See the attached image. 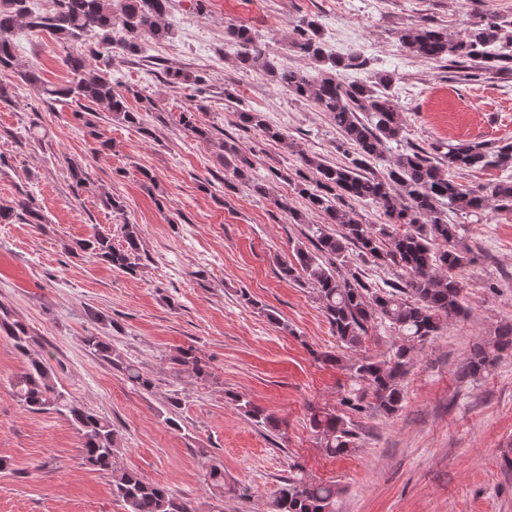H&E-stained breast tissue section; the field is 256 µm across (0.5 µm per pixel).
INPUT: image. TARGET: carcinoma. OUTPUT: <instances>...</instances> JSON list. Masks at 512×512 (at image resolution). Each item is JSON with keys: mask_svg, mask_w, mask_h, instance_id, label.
<instances>
[{"mask_svg": "<svg viewBox=\"0 0 512 512\" xmlns=\"http://www.w3.org/2000/svg\"><path fill=\"white\" fill-rule=\"evenodd\" d=\"M170 0H54L49 12L36 11L29 0H0V72L18 74L25 83L41 91L47 98L72 99L82 103L86 111L105 107L112 118L138 127L144 134L152 132L143 126L141 113L131 109L128 96L150 101L142 91L132 88L122 92L112 85V74L93 67L82 54H69L63 60L71 75L62 86L47 83L35 69H18L15 34L24 27L46 32L66 44L96 38L97 54L135 55L145 37L161 40L170 28L165 22ZM397 40L408 54L444 63L460 72L465 81H478L512 74V53H496L502 42H511L507 24L497 15L480 12L469 23L465 34L455 37L448 30L426 23L399 32ZM224 41L236 50L235 60L242 70L268 73L276 85L288 95L304 99L323 112L340 135L336 144L345 161L334 163L309 156L297 149L288 133L268 123L259 112L240 109L236 125L253 129L263 139L281 145L297 155L301 167L293 180L294 193L304 202V209L293 207L288 200L272 199V204L288 215L292 224L312 225L311 246L297 244L292 259L280 262V276L294 279L302 272L316 290L317 299L330 326L342 345L360 346L369 329L383 323L396 334L399 344L388 357H365L346 365L358 388L342 404L352 412L368 407L387 415L398 412L405 400V379L412 368L417 346L437 335L443 326L467 314L462 304V287L454 272L471 262L469 250L458 237V225L448 223L444 210L481 218L491 202L496 209L512 211V143L488 147L480 143L456 144L436 142L426 150L408 145L396 151L392 144L404 141L405 121L394 108L388 85L393 76L377 73L363 83H344L338 72L364 69L367 58L360 53L346 57L329 56L325 51L321 25L317 18L307 17L292 29L288 46L294 55L311 62L312 67H290L271 58L266 48L243 25L224 26ZM165 77L172 84L199 86L205 79L179 68L168 67ZM183 112L179 122L197 141L212 142L211 130L198 112ZM221 164L229 177L227 188L246 184L260 195L267 194L264 185L251 178L252 161L238 142L228 138L219 143ZM493 168L506 172L490 188L466 187L456 181V174L474 169ZM353 201L375 205L384 223L367 222L351 205ZM15 219L40 226L47 223L32 198L18 202L15 209H0V223ZM399 224L402 233L390 234L389 228ZM124 245H112V237L96 232L76 242L83 253L125 274L136 276L143 268L142 245L135 224H125ZM390 238L388 248L381 238ZM441 242L440 249L435 244ZM365 259L372 257L383 265H395L405 276L378 287L363 280L356 271L339 274L338 266L347 263L349 251ZM0 333L12 340L16 349L26 354L36 341L26 324L0 307ZM88 349L105 360H112V343L106 336L84 337ZM512 351V324L497 329L494 335L475 342L461 365L462 377H477L494 366L501 356ZM176 374L197 380L211 376L207 365L194 350L187 348L171 358ZM127 381L143 391H150L154 381L133 364H121ZM15 394L26 410L54 411L75 427L81 442V455L86 465L112 477V496L123 512H198L188 498L169 487L146 481L134 470L115 464L118 431L112 421L75 401L58 388L42 359L31 357L25 370L13 382ZM244 415L256 423L276 429L278 422L252 406L238 403ZM310 425L320 436L331 455L341 454L353 446V431L348 422L334 412L311 413ZM212 498H224V467L212 464L206 473ZM338 490L332 484L311 482L301 474L288 478L274 493L272 512H334Z\"/></svg>", "mask_w": 512, "mask_h": 512, "instance_id": "1", "label": "carcinoma"}]
</instances>
